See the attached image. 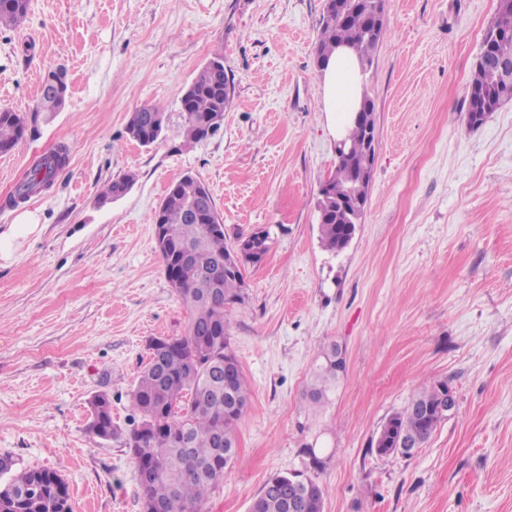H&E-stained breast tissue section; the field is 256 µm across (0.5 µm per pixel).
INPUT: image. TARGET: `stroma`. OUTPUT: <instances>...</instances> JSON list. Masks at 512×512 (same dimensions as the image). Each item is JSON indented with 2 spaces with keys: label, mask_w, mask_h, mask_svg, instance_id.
<instances>
[{
  "label": "stroma",
  "mask_w": 512,
  "mask_h": 512,
  "mask_svg": "<svg viewBox=\"0 0 512 512\" xmlns=\"http://www.w3.org/2000/svg\"><path fill=\"white\" fill-rule=\"evenodd\" d=\"M383 4L363 83L373 177L337 254L317 213L336 165L316 65L325 0H30L0 30V108L31 115L49 72L68 83L38 136L0 153V232L22 212L37 219L0 259V454L61 474L72 512H142L128 448L86 427L105 392L128 428L149 339L186 330L153 217L187 173L210 189L228 243L270 233L227 312L251 397L205 512H249L295 471L324 489L323 512H512V101L475 127L466 115L498 0ZM214 58L232 103L217 133L189 145L181 98ZM144 104L169 126L149 147L126 133ZM60 146L69 160L51 189L9 205L35 158ZM127 173V194L99 204ZM332 344L346 368L312 416L303 392ZM439 380L454 411L412 455H378L381 426Z\"/></svg>",
  "instance_id": "1"
}]
</instances>
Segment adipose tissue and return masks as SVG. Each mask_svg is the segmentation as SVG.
I'll use <instances>...</instances> for the list:
<instances>
[{
    "label": "adipose tissue",
    "mask_w": 512,
    "mask_h": 512,
    "mask_svg": "<svg viewBox=\"0 0 512 512\" xmlns=\"http://www.w3.org/2000/svg\"><path fill=\"white\" fill-rule=\"evenodd\" d=\"M363 93V75L353 52L337 48L322 72L321 110L330 130L344 138Z\"/></svg>",
    "instance_id": "1"
}]
</instances>
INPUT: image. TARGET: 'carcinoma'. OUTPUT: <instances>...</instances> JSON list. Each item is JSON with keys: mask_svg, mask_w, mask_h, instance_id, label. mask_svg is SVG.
Listing matches in <instances>:
<instances>
[{"mask_svg": "<svg viewBox=\"0 0 512 512\" xmlns=\"http://www.w3.org/2000/svg\"><path fill=\"white\" fill-rule=\"evenodd\" d=\"M347 16L324 12L316 55L329 58L340 44L351 46L361 65H371L382 35L371 33V16L382 13V0H346ZM28 11V0H0V26L19 23ZM483 46L489 57L479 59L467 93L468 122L481 123L505 98L512 83V69L501 59H512V0H498V9ZM184 101L181 132L188 144L203 140L205 120L212 112H224L231 104L228 79L206 65L190 84ZM38 134L37 119L30 121L16 112L0 109V153L10 151L26 136ZM365 127L349 130L343 149L336 150L334 172L322 184L320 240L329 251L340 252L350 225L336 223L337 199L354 182L364 162ZM68 151L60 146L38 157L17 182L9 203L27 201L48 190L66 165ZM133 183L124 175L107 183L99 202L114 199L117 191ZM203 183L190 174L174 182L163 198L162 212L155 213L160 225L163 270L176 295L188 311L185 334L170 336L161 348L147 344L149 358L140 372L131 400L132 428L124 433L112 423V402L104 394L92 401L87 432L101 440L120 438L134 460L143 493V512L163 505L167 512H203L211 488L229 475L228 459L237 448L236 426L246 413L250 387L241 365L230 348L226 308L241 299L244 272L260 264L270 249L269 233L248 236L256 253L239 256V245L230 246L224 224L214 220L189 224L180 220L178 209L190 202ZM190 243L196 251L191 262L176 259V249ZM213 257L224 260L222 294L210 299L212 282L202 264ZM336 346L323 353L313 371L305 399L311 410L322 408L336 385ZM448 396V382L436 381L419 391L383 425L377 437V453L410 456L422 447L438 425L447 418L442 406ZM11 477L0 484V512H70L68 485L54 471L15 468L14 460L0 457V475ZM300 502L301 512H322L324 490L301 472L270 479L252 504L253 512H287L286 498Z\"/></svg>", "mask_w": 512, "mask_h": 512, "instance_id": "obj_1", "label": "carcinoma"}]
</instances>
